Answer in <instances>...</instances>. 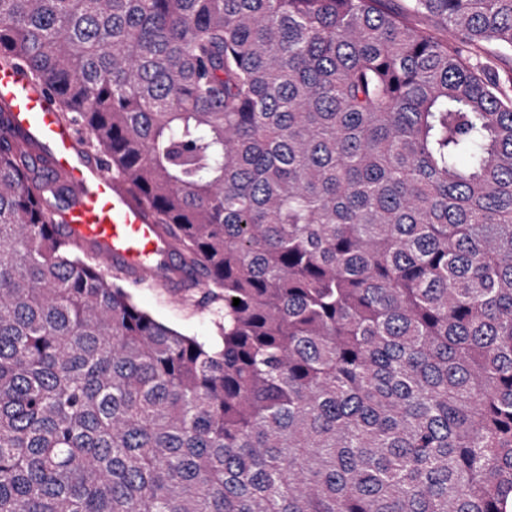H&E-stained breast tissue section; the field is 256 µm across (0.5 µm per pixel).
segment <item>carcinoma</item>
<instances>
[{"mask_svg": "<svg viewBox=\"0 0 512 512\" xmlns=\"http://www.w3.org/2000/svg\"><path fill=\"white\" fill-rule=\"evenodd\" d=\"M509 53L512 0H0L224 304L141 310L1 141L0 512H507Z\"/></svg>", "mask_w": 512, "mask_h": 512, "instance_id": "carcinoma-1", "label": "carcinoma"}]
</instances>
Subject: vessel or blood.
Segmentation results:
<instances>
[{"instance_id": "1", "label": "vessel or blood", "mask_w": 512, "mask_h": 512, "mask_svg": "<svg viewBox=\"0 0 512 512\" xmlns=\"http://www.w3.org/2000/svg\"><path fill=\"white\" fill-rule=\"evenodd\" d=\"M0 135L36 146V165L64 178L69 202L56 221L106 268L120 270L134 286L179 289L192 282L153 211L106 161L82 148L77 127L60 122L53 91L18 64L0 65Z\"/></svg>"}]
</instances>
